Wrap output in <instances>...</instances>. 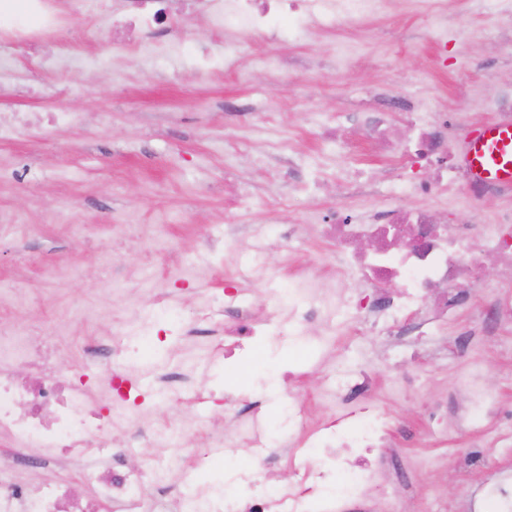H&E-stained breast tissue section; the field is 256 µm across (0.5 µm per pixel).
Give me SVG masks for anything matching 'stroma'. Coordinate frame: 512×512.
Segmentation results:
<instances>
[{
	"mask_svg": "<svg viewBox=\"0 0 512 512\" xmlns=\"http://www.w3.org/2000/svg\"><path fill=\"white\" fill-rule=\"evenodd\" d=\"M56 2L72 16L56 34L72 48L70 63L31 73L12 64L22 49L0 43V113L61 108L72 116L70 123L27 129L0 143V214L17 218L0 225V280L26 295L24 315L36 326L99 301L97 285L112 272L137 281L143 252L130 234L134 224L165 233L174 256L207 268L197 288L182 292L185 316H192L197 297L237 285L239 261L257 247L282 273L271 285L250 283L255 299L264 300L269 287H285L300 268L318 267L330 248L311 235L300 251H289L277 237L281 223L309 209L331 221L340 208L382 205L389 182L425 176L423 169L380 155L350 125L342 129L344 157L329 158L318 135L323 119L407 89L432 109L457 113L448 140L459 145L489 123L485 100L512 80V54L503 48L512 40V24L495 22L471 0H450L440 49L428 39L427 8L394 0L377 19L255 46L235 71L225 69L224 37L205 19L163 34L186 44L188 57L123 56L110 51L106 17L122 12L125 0H99V19L75 11L73 0ZM461 15L468 23L464 32L456 23ZM348 39L363 41L364 55L336 69L330 49ZM271 140L288 141L290 148L273 151ZM292 153L325 158L326 165L319 171L295 167L288 161ZM229 164L250 193L285 197L288 209L275 219L258 206L243 210V226L228 240ZM323 177L328 188L315 192L314 181ZM50 264L78 267L81 275L45 279L42 268ZM472 309L465 303L454 321L422 337L424 354L417 361L408 358L407 346L365 331L354 336L342 326L338 361L376 378L372 394L389 413L391 433L384 468L364 495L344 503L343 512H386L390 496L403 512H492L483 489L512 474V434L490 442L452 429L447 440L425 448L416 433L424 411L444 407L456 416L464 400L454 381L474 360L483 365L489 398L501 413L512 414V353L501 351L502 337L477 335ZM181 344L178 328L162 325L140 358L178 370ZM311 347L308 339L264 337L235 363L212 365L205 384L243 399L267 395L263 411L271 435L287 442L281 407L289 389L280 372ZM412 372L423 376L422 388L391 392L388 374ZM238 469L253 471L271 492L297 480L289 462L271 473L244 448L213 453L201 475L225 489Z\"/></svg>",
	"mask_w": 512,
	"mask_h": 512,
	"instance_id": "1",
	"label": "stroma"
}]
</instances>
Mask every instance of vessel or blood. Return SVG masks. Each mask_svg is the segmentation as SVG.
<instances>
[{
    "label": "vessel or blood",
    "instance_id": "vessel-or-blood-1",
    "mask_svg": "<svg viewBox=\"0 0 512 512\" xmlns=\"http://www.w3.org/2000/svg\"><path fill=\"white\" fill-rule=\"evenodd\" d=\"M461 160L475 183L512 185V123L491 122L464 145Z\"/></svg>",
    "mask_w": 512,
    "mask_h": 512
}]
</instances>
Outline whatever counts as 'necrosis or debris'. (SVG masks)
<instances>
[{
	"mask_svg": "<svg viewBox=\"0 0 512 512\" xmlns=\"http://www.w3.org/2000/svg\"><path fill=\"white\" fill-rule=\"evenodd\" d=\"M125 13L113 14L116 29H133L137 39L117 41L113 52L140 49L144 36L168 25L169 0H129ZM220 30H232L236 39L225 41L224 59L235 65L244 47L276 40L305 28L309 32L332 30L349 21L387 10L390 0H190ZM65 15L54 0H29L26 22L5 32L10 45L37 48L53 37ZM403 113L413 130L403 156L425 167L419 180L393 183L392 206L368 209L359 215L337 214L335 223H322L317 211L303 213L301 222L335 241L318 273L294 275L288 291L270 289L263 315H256L248 297L237 291L209 295L203 311L224 315L218 327L188 326L185 340L197 343L203 336H221L230 343L215 349L214 361L232 360L235 348L263 336L294 339L314 335L317 365L326 368L336 357V327L343 315L355 326L393 336H425L426 319L453 320L463 304L485 289V254L504 260L499 282L503 293L488 300L478 313L486 331L499 333L502 321L512 319V209H498L483 225L484 253L471 249L465 228L449 227L440 214L413 205L416 197H444L464 187L467 199L502 194L494 185L475 184L463 165L459 146L448 143L444 132L448 113L414 102L409 93L387 100L383 110L351 115V122L370 143L390 152L389 115ZM142 248L148 261L140 269L141 292L156 315L171 313L163 292L164 280L152 263L163 249L151 233H144ZM355 276L376 289L373 301L351 302L347 276ZM99 291L107 297L127 299V316L114 321L111 309L91 303L56 321L49 334L28 324L0 318V435L13 450L11 464L30 468L74 466L79 485L46 482L38 485L0 484V512H135L152 500L153 512H338L339 501L321 498L334 477H342L348 496L363 493L376 472L368 452L385 447L381 429L383 413L369 398L371 375L333 376L316 393H295L288 398L286 417L294 432L290 464L300 476L298 487L276 497L261 494L252 475L237 472L232 487L248 488L246 497L224 494L203 483L199 472L209 452L216 448L251 449L268 468L278 466L277 453L267 441L268 422L263 398L226 400L223 421L177 423L163 409L192 391L204 374L202 363L187 354L179 371L158 372L149 390L139 385L143 363L134 358L137 337L153 332L137 299L130 297L121 273L102 279ZM114 321L113 338H91L81 347L82 363L72 377L60 371L73 348L76 324L94 326ZM456 387L469 407L461 426L486 432V416L494 405L482 383L479 362L459 375ZM340 407L336 417L312 421L311 406ZM169 448L174 467L156 465L144 470L131 467L127 451L133 447ZM323 449L326 460L303 463L305 449Z\"/></svg>",
	"mask_w": 512,
	"mask_h": 512,
	"instance_id": "obj_1",
	"label": "necrosis or debris"
}]
</instances>
